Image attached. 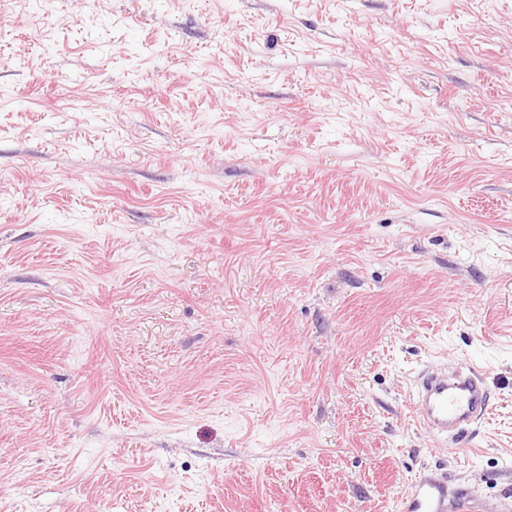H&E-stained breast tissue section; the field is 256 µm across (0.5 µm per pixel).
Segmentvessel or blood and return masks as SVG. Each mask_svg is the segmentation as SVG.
Returning <instances> with one entry per match:
<instances>
[{
	"instance_id": "obj_1",
	"label": "vessel or blood",
	"mask_w": 512,
	"mask_h": 512,
	"mask_svg": "<svg viewBox=\"0 0 512 512\" xmlns=\"http://www.w3.org/2000/svg\"><path fill=\"white\" fill-rule=\"evenodd\" d=\"M413 393L416 423L448 445L457 444L490 405L485 381L472 366L418 374ZM402 512H485V504L470 490H449L446 480L426 473L405 494Z\"/></svg>"
}]
</instances>
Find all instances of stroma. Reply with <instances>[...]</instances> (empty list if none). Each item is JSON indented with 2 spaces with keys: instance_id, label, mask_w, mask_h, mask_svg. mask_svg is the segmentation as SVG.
<instances>
[{
  "instance_id": "obj_1",
  "label": "stroma",
  "mask_w": 512,
  "mask_h": 512,
  "mask_svg": "<svg viewBox=\"0 0 512 512\" xmlns=\"http://www.w3.org/2000/svg\"><path fill=\"white\" fill-rule=\"evenodd\" d=\"M491 396L445 446L412 383ZM512 489V0H0V512Z\"/></svg>"
}]
</instances>
